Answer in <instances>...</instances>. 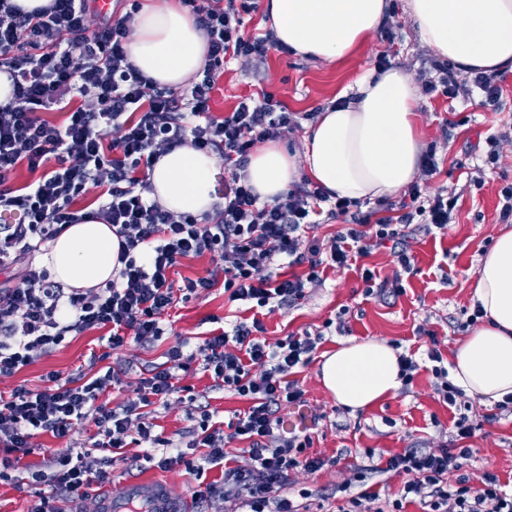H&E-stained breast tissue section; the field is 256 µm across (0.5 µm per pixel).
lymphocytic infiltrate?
<instances>
[{"label": "lymphocytic infiltrate", "mask_w": 512, "mask_h": 512, "mask_svg": "<svg viewBox=\"0 0 512 512\" xmlns=\"http://www.w3.org/2000/svg\"><path fill=\"white\" fill-rule=\"evenodd\" d=\"M93 2L52 0L26 13L12 0H0V74L12 85L11 98L0 104V211L18 216L0 225V268L10 272L0 282V377L92 329H108L115 349L130 340L153 343L164 335L163 316L181 290L191 295L220 285L230 301L255 309L293 304L317 282L320 266L344 267L364 254L365 239L389 246L406 268L405 228L418 222L429 231L447 230L454 198L423 197L416 183L407 189L411 209L378 218L350 214L349 201L329 202L327 192L308 181L274 201H260L246 180L250 152L258 142L281 138L296 125L295 114L267 92L241 97L221 116L210 106L225 63L265 59L278 44L272 33L245 30L243 17L258 10L259 0H182L208 43L205 66L184 89L159 85L130 60L131 14L106 17ZM52 112L64 113V120H49ZM185 144L214 155L231 174L223 203L200 217L171 212L153 196L156 161ZM21 167L35 179L17 186L12 176ZM91 189L98 192L95 208H77ZM323 215L350 218L326 247L307 235ZM89 219L115 231L122 268L96 288L64 287L36 263V255L65 226ZM206 255L215 258L213 268L175 288L171 270L181 260ZM280 266L289 274L278 276ZM264 331L255 318L195 344L178 342L164 363L147 368L137 400L118 409L99 403L98 396L121 384L125 370L119 365L86 379L64 380L51 372L41 390L17 388L0 400V481L10 477L13 454L28 453L32 435L64 438L90 414L98 426L95 445L105 457L91 464L75 448L49 451L31 478L51 483L52 491L34 512H59L58 501L108 482L112 455L124 448L130 431L161 449L159 468L184 462L185 452L168 453L167 440L153 435L143 410L167 403L178 391L177 371L198 363L248 403L224 426L212 423L210 414L201 417L190 449L224 474L208 494L249 512H298L284 489L296 471H318L325 461L311 453L310 436L285 434L279 410L303 402L296 374L311 362L320 339L291 334L270 344ZM476 430L463 416L439 450L407 448L385 464L370 465L369 473L385 470L403 478L390 501L392 512H404L415 499L424 512H512V493L495 474H485L477 487L461 474L473 454L465 441ZM236 442L244 443L248 465H231L228 449Z\"/></svg>", "instance_id": "1"}]
</instances>
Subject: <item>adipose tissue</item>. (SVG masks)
I'll list each match as a JSON object with an SVG mask.
<instances>
[{
	"instance_id": "adipose-tissue-1",
	"label": "adipose tissue",
	"mask_w": 512,
	"mask_h": 512,
	"mask_svg": "<svg viewBox=\"0 0 512 512\" xmlns=\"http://www.w3.org/2000/svg\"><path fill=\"white\" fill-rule=\"evenodd\" d=\"M419 42L460 74L512 73V0H405ZM390 0H265L277 38L296 56L340 62L373 39ZM132 61L159 84L177 88L206 63V36L180 0H142L131 22ZM419 95L411 75L392 65L365 72L352 97L320 112L302 151L277 141L259 146L246 174L271 202L305 178L333 197L354 201L404 193L418 175L424 150ZM215 157L188 146L160 157L151 181L168 210L198 215L215 202ZM39 262L70 288L116 277L119 242L96 221L66 226ZM480 325L456 341L449 378L471 397L498 402L512 394V230L483 255L473 282ZM321 380L337 403L357 410L394 395L402 381L398 354L371 339L326 356Z\"/></svg>"
}]
</instances>
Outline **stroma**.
I'll list each match as a JSON object with an SVG mask.
<instances>
[{"mask_svg":"<svg viewBox=\"0 0 512 512\" xmlns=\"http://www.w3.org/2000/svg\"><path fill=\"white\" fill-rule=\"evenodd\" d=\"M407 69L414 81H439L436 56L413 36V25L394 0L385 26L376 37L340 63L305 60L270 49L266 60H233L217 78L212 100L214 114L232 109L237 95L259 90L270 92L289 111L298 113L299 125L282 136L284 145L301 149L309 121L308 114H319L335 105L338 95L349 89L378 58ZM503 95L497 110L480 106L479 94L449 97L442 91L422 95L419 110L426 148L432 149L440 171L428 183L429 194L442 193L456 198L453 224L445 233H429L412 227L409 251L411 268L402 271L388 248L367 241L369 251L362 265L374 267L384 278L402 277L406 292L387 304L365 292L361 266L329 268L320 283L308 286L298 303L264 310L262 321L268 341L291 333L324 330L325 338L311 363L297 373L305 390V415L311 423L306 434L312 450L328 463L315 473H297L286 493L308 512H334L336 491L356 481L360 468L368 465L367 450L390 456L406 448H439L448 441L454 421L462 415L480 422L482 428L469 440L474 454L464 469L472 485H479L484 473L496 474L512 490V416H500L496 407L475 398L448 405L434 392V379L424 371L426 352L438 345L443 358H450L457 339L467 331L472 312V282L479 261L506 226L499 219V191L512 182V73L502 76ZM497 142L496 166L484 165L488 139ZM246 306L229 302L223 288L217 287L184 301H178L165 316L167 331L152 347L131 342L110 349L104 330L95 329L67 339L51 355L37 358L11 377L0 379V397H10L19 387L43 388L46 374L74 377L86 369L91 354L104 356L106 365L126 366L121 385L108 388L100 401L117 408L136 399L145 365L158 364L164 351L182 339L205 337L213 320L233 321L245 317ZM345 332H337L336 323ZM368 339L388 342L400 354L413 357L422 369L411 385L396 394L358 411L337 404L319 378L322 355L340 345ZM179 393L168 404L150 406L148 420L173 447L186 448L194 437L202 412L215 421L226 422L235 411L245 409L246 401L224 388L215 387L210 374L199 364L180 372ZM98 431L94 417L81 420L62 439L37 434L29 441L30 454L15 464L11 480L0 481V512H33L39 501L40 485L28 474L44 453L57 448H80L90 458L102 457L95 448ZM221 477L220 470L193 471L178 464L161 470L143 456L137 442H128L112 465L108 491L122 496L126 482L149 478L167 484L177 501H190V512H230L223 498L196 500V492Z\"/></svg>","mask_w":512,"mask_h":512,"instance_id":"stroma-1","label":"stroma"}]
</instances>
